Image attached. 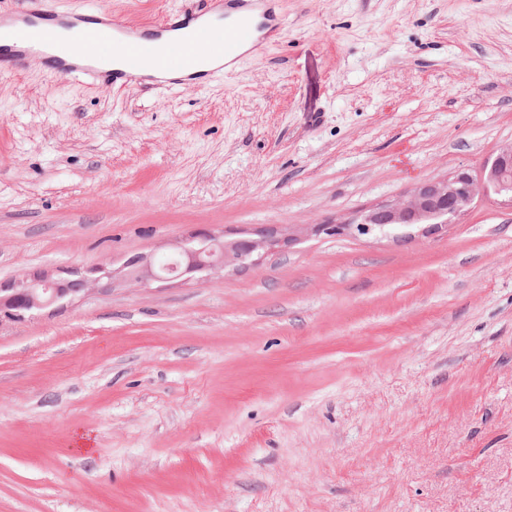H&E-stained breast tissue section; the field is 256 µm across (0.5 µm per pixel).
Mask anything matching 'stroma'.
I'll return each mask as SVG.
<instances>
[{"label": "stroma", "instance_id": "obj_1", "mask_svg": "<svg viewBox=\"0 0 512 512\" xmlns=\"http://www.w3.org/2000/svg\"><path fill=\"white\" fill-rule=\"evenodd\" d=\"M207 86L0 72V512H512V209L327 236L512 144V0H280ZM201 229L259 264L127 281ZM92 283L55 277L48 273L27 275L8 286L0 285V322L22 319L64 300L89 291Z\"/></svg>", "mask_w": 512, "mask_h": 512}]
</instances>
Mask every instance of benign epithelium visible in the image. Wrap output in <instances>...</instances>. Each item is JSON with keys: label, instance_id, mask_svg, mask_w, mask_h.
<instances>
[{"label": "benign epithelium", "instance_id": "7a95c632", "mask_svg": "<svg viewBox=\"0 0 512 512\" xmlns=\"http://www.w3.org/2000/svg\"><path fill=\"white\" fill-rule=\"evenodd\" d=\"M493 195L498 204L512 209V144L504 147L495 159L478 173L465 170L444 178L425 181L412 192L390 203L360 212L353 222L331 226L319 224L327 234L345 231L361 234L371 225H389L395 232L419 228L428 232L440 228L470 210L479 196ZM280 246L275 235L224 240L210 232H199L176 245L168 256L173 263L138 259L126 263V275L140 283L190 276L211 269L236 265H255L263 253ZM91 283L80 279L55 277L48 273L27 275L8 286L0 285V322L22 319L64 299H72L89 290Z\"/></svg>", "mask_w": 512, "mask_h": 512}]
</instances>
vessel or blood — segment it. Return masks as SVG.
<instances>
[{"mask_svg": "<svg viewBox=\"0 0 512 512\" xmlns=\"http://www.w3.org/2000/svg\"><path fill=\"white\" fill-rule=\"evenodd\" d=\"M281 26L277 0H202L139 24L84 6L64 16L53 0H14L0 17V69L20 72L37 60L101 86L175 88L236 69ZM78 40L86 48L76 55Z\"/></svg>", "mask_w": 512, "mask_h": 512, "instance_id": "vessel-or-blood-1", "label": "vessel or blood"}]
</instances>
